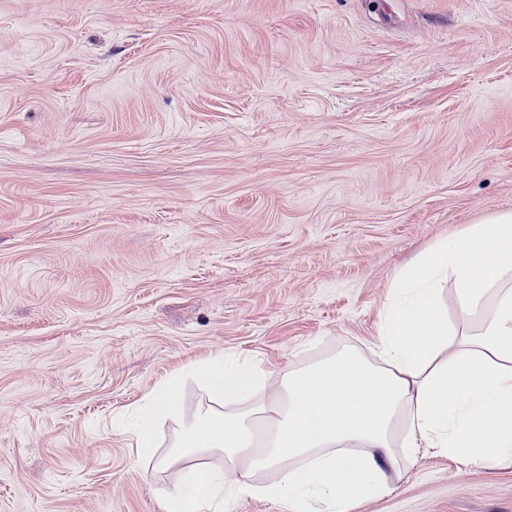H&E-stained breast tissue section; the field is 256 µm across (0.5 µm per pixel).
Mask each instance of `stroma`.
Wrapping results in <instances>:
<instances>
[{
  "label": "stroma",
  "mask_w": 512,
  "mask_h": 512,
  "mask_svg": "<svg viewBox=\"0 0 512 512\" xmlns=\"http://www.w3.org/2000/svg\"><path fill=\"white\" fill-rule=\"evenodd\" d=\"M512 212V0H0V512H163L116 429L221 354L369 343ZM352 512H512L422 448Z\"/></svg>",
  "instance_id": "obj_1"
}]
</instances>
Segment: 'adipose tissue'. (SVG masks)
Returning <instances> with one entry per match:
<instances>
[{
	"mask_svg": "<svg viewBox=\"0 0 512 512\" xmlns=\"http://www.w3.org/2000/svg\"><path fill=\"white\" fill-rule=\"evenodd\" d=\"M188 371L210 402L155 465L193 475L169 491L165 512H224L246 496L350 512L390 492L391 475L422 448L465 465L512 463V212L423 251L395 281L371 353L344 345L275 379L236 354ZM176 412L169 390L139 401L127 429L138 454L151 448V421ZM213 456L223 468L207 466Z\"/></svg>",
	"mask_w": 512,
	"mask_h": 512,
	"instance_id": "1",
	"label": "adipose tissue"
}]
</instances>
